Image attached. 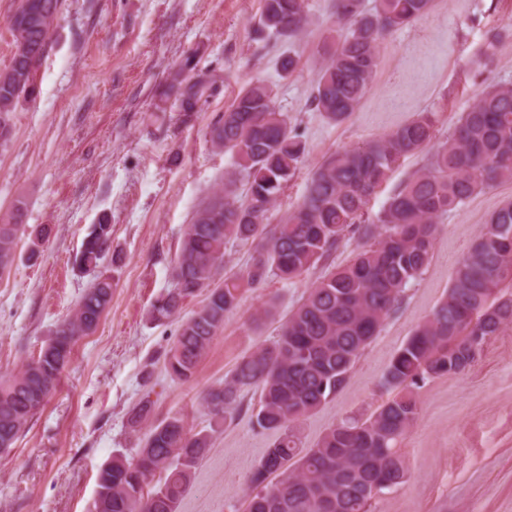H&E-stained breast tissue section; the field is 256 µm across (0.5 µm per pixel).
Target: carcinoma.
I'll list each match as a JSON object with an SVG mask.
<instances>
[{
    "mask_svg": "<svg viewBox=\"0 0 512 512\" xmlns=\"http://www.w3.org/2000/svg\"><path fill=\"white\" fill-rule=\"evenodd\" d=\"M433 0H333L340 29L321 47L310 95L312 110L339 124L360 106L380 64L379 42L424 17ZM63 0H20L32 10L28 25L10 24L13 55L0 71V140L13 112L34 96L39 65ZM309 23L308 0H263L259 32L293 40ZM499 34L486 36L472 65L489 68ZM223 77L198 66L197 53L174 65L155 90L154 111L198 112L214 97ZM436 112L426 110L388 134L326 154L307 181L305 194L269 226L271 211L300 170L307 146L276 103L272 85L244 84L209 127L212 146L230 155L233 167L196 211L181 241L174 287L150 310L155 322L180 315L187 299L206 292L204 304L180 325L163 354L169 376L187 381L214 337L233 314L246 288L275 276L293 285L356 240L351 259L327 270L288 314L277 340L242 357L224 383L203 397L210 430L187 431L173 415L150 423V394L132 408L129 422L146 426L136 458L116 457L98 476L94 512H176L211 434L233 416L245 393L261 390L259 428L277 434L250 477L249 512H370L372 502L407 479L398 444L419 413L415 391L433 378L464 373L476 361L475 336L489 341L512 326V296H497L512 278V200L487 218L459 261L445 296L393 356L383 385L395 395L364 420L330 428L313 448H302L291 424L326 403L349 381L363 351L427 269L444 216L474 197L512 182V85H487L462 113L448 139L435 142ZM426 154L375 214L371 196L408 155ZM21 225L0 224V273L15 261ZM112 224L92 225L75 265L96 269L109 249ZM251 250L247 267L224 275L226 244ZM112 301V279L96 276L74 314L14 376L0 379V439L15 440L45 405L69 363L77 340L92 333Z\"/></svg>",
    "mask_w": 512,
    "mask_h": 512,
    "instance_id": "cac0c4a2",
    "label": "carcinoma"
}]
</instances>
